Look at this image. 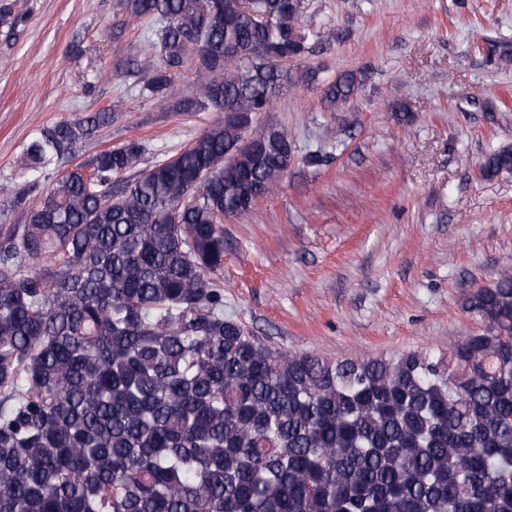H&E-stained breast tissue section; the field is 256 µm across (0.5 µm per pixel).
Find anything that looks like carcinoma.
I'll return each mask as SVG.
<instances>
[{"mask_svg": "<svg viewBox=\"0 0 512 512\" xmlns=\"http://www.w3.org/2000/svg\"><path fill=\"white\" fill-rule=\"evenodd\" d=\"M159 21L146 90L197 59L184 112L224 118L132 180L129 139L0 224V512H512V274L474 292L487 329L432 360L275 351L224 318V218L293 161L255 126L319 34L298 0H126ZM325 86L335 108L362 85ZM109 116L26 147L42 171ZM247 125L254 149L238 146ZM512 172V148L483 178ZM171 211L173 223L165 222Z\"/></svg>", "mask_w": 512, "mask_h": 512, "instance_id": "carcinoma-1", "label": "carcinoma"}]
</instances>
